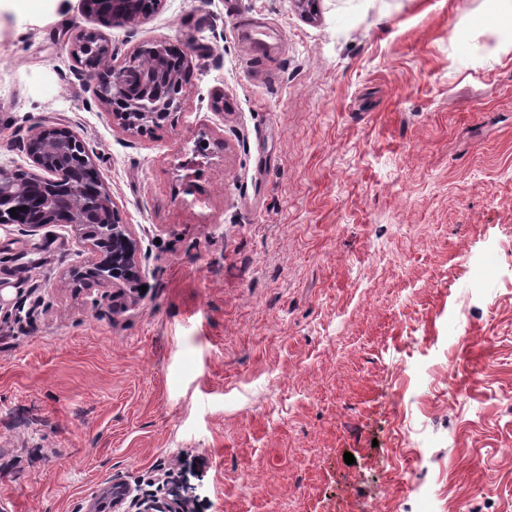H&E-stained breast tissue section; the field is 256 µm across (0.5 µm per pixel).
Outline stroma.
I'll return each instance as SVG.
<instances>
[{
    "label": "stroma",
    "mask_w": 512,
    "mask_h": 512,
    "mask_svg": "<svg viewBox=\"0 0 512 512\" xmlns=\"http://www.w3.org/2000/svg\"><path fill=\"white\" fill-rule=\"evenodd\" d=\"M503 0H164L183 103L113 124L81 0H0V164L84 142L145 293L0 227V512H79L200 456V512H512V27ZM263 27L257 50L246 34ZM493 272L476 280L475 271ZM354 464H346L345 454Z\"/></svg>",
    "instance_id": "obj_1"
}]
</instances>
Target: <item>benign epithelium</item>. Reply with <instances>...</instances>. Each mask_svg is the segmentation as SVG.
<instances>
[{"label":"benign epithelium","mask_w":512,"mask_h":512,"mask_svg":"<svg viewBox=\"0 0 512 512\" xmlns=\"http://www.w3.org/2000/svg\"><path fill=\"white\" fill-rule=\"evenodd\" d=\"M133 0H113V11L99 9L98 0H83L86 14L101 25L130 23L144 19L126 16ZM109 39L99 31H85L70 44L72 59L89 68L88 76L97 84V96L112 121L122 128L141 132L160 123L181 108L184 94L165 92L160 77L164 70L165 50L156 43L140 47L120 64H111ZM26 153L32 163L30 186L16 192H0V224L11 223L10 209L20 213L37 207L36 218L28 223L35 232L47 224H67L87 253L84 264L73 272L78 280L93 279L112 289V301L132 299L142 282L137 240L131 225L117 218L107 219L114 211L111 195L98 175L94 160L83 141L73 131L36 129L27 139ZM180 512L173 501L142 503L133 497V489L122 485V494L111 500L109 512Z\"/></svg>","instance_id":"obj_1"}]
</instances>
